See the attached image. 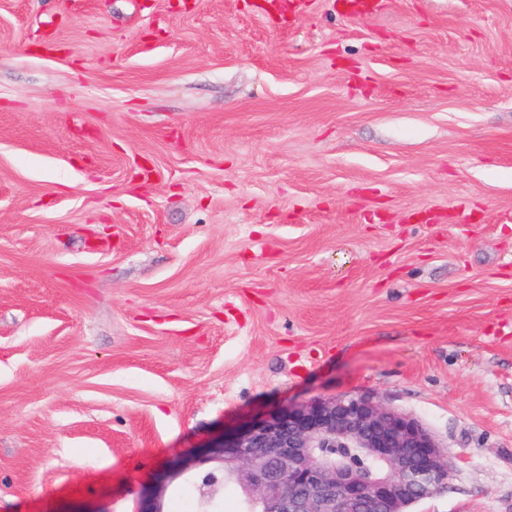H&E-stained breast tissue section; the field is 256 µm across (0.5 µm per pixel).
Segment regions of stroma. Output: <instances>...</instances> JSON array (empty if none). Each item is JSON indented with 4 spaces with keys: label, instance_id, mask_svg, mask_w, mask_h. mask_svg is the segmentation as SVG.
I'll list each match as a JSON object with an SVG mask.
<instances>
[{
    "label": "stroma",
    "instance_id": "obj_1",
    "mask_svg": "<svg viewBox=\"0 0 512 512\" xmlns=\"http://www.w3.org/2000/svg\"><path fill=\"white\" fill-rule=\"evenodd\" d=\"M361 394L512 512V0H0V512Z\"/></svg>",
    "mask_w": 512,
    "mask_h": 512
}]
</instances>
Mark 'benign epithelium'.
Wrapping results in <instances>:
<instances>
[{
  "mask_svg": "<svg viewBox=\"0 0 512 512\" xmlns=\"http://www.w3.org/2000/svg\"><path fill=\"white\" fill-rule=\"evenodd\" d=\"M346 448L377 460L366 476L336 461ZM450 465L416 418L366 395L316 398L276 409L176 464L141 497L135 512H168L174 485L206 474L205 503L217 479L237 483L248 512H407L446 485Z\"/></svg>",
  "mask_w": 512,
  "mask_h": 512,
  "instance_id": "obj_1",
  "label": "benign epithelium"
}]
</instances>
